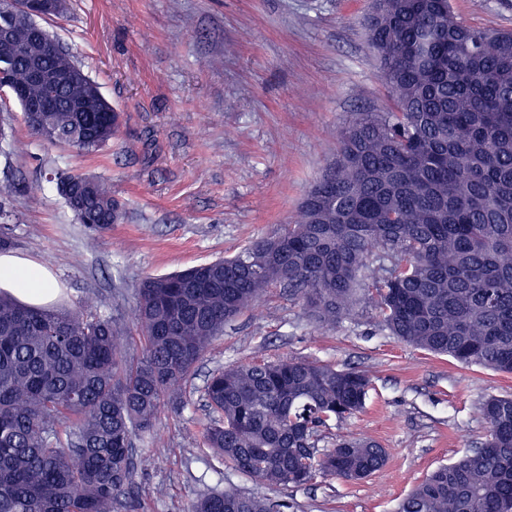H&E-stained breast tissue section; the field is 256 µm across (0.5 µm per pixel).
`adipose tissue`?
Returning <instances> with one entry per match:
<instances>
[{
	"instance_id": "obj_1",
	"label": "adipose tissue",
	"mask_w": 512,
	"mask_h": 512,
	"mask_svg": "<svg viewBox=\"0 0 512 512\" xmlns=\"http://www.w3.org/2000/svg\"><path fill=\"white\" fill-rule=\"evenodd\" d=\"M0 289L34 305L50 301L55 294L51 275L45 268L8 254H0Z\"/></svg>"
}]
</instances>
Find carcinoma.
<instances>
[{"mask_svg":"<svg viewBox=\"0 0 512 512\" xmlns=\"http://www.w3.org/2000/svg\"><path fill=\"white\" fill-rule=\"evenodd\" d=\"M364 25L395 110L354 115L293 223L231 258L145 278L131 330L91 300L50 309L0 291V512H141L135 440L154 439L162 409L185 407L181 390L224 324L273 287L326 325L365 297L374 326L401 341L512 374V31L472 26L449 0H373ZM10 52L22 107L47 95L32 63L75 66L22 22ZM82 96L55 90L53 111L24 113L29 133L86 153L107 145L120 114L71 111ZM55 176L85 226L120 222L106 180ZM370 387L368 372L317 359L224 366L206 380L198 441L265 485L365 480L386 449L352 435L318 443L365 409ZM476 411L485 440L397 512H512V397L486 394ZM285 508L226 490L189 512Z\"/></svg>","mask_w":512,"mask_h":512,"instance_id":"cac0c4a2","label":"carcinoma"}]
</instances>
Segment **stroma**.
<instances>
[{
  "mask_svg": "<svg viewBox=\"0 0 512 512\" xmlns=\"http://www.w3.org/2000/svg\"><path fill=\"white\" fill-rule=\"evenodd\" d=\"M469 24L512 31V0H451ZM369 0H68L41 25L73 55L119 112L116 138L78 153L31 136L19 104L0 93V196L12 252L52 273L65 307L91 298L127 320L140 282L235 255L294 221L306 190L336 159L340 130L358 112L391 108L362 19ZM112 184L121 223L79 224L50 179L54 170ZM365 305L331 326L274 288L218 336L186 385L182 411L162 412L161 445L138 443L144 512H186L230 487L285 500L291 512H394L437 466L480 445L475 406L512 394V376L464 367L374 328ZM312 356L369 371L365 410L326 430L387 449L365 481L267 486L199 447L209 372L256 359Z\"/></svg>",
  "mask_w": 512,
  "mask_h": 512,
  "instance_id": "35a3bbf8",
  "label": "stroma"
}]
</instances>
